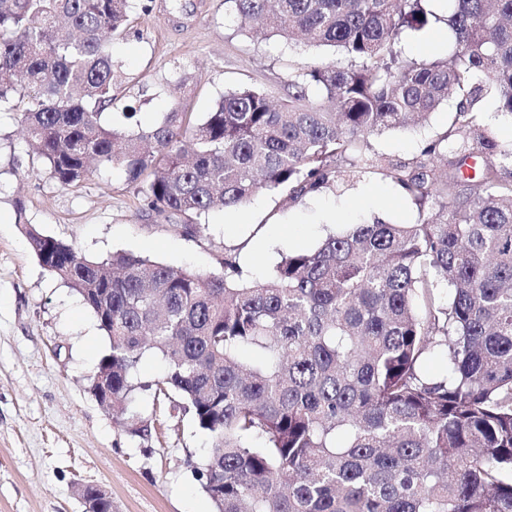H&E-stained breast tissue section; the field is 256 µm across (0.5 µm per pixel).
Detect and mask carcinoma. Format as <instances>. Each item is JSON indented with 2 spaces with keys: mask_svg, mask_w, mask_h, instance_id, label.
Wrapping results in <instances>:
<instances>
[{
  "mask_svg": "<svg viewBox=\"0 0 512 512\" xmlns=\"http://www.w3.org/2000/svg\"><path fill=\"white\" fill-rule=\"evenodd\" d=\"M429 2L224 0L240 30L344 62L296 65L277 102L241 85L201 120L183 97L144 127L109 50L130 0H0V108L62 187L120 167L143 211L189 236L259 192L296 201L372 170L419 206L412 224L342 229L254 282L231 251L202 272L26 231L109 341L93 373L112 377L105 412L124 410L145 354L164 359L159 391L212 438L197 473L214 512H512V147L495 151L478 108L512 115V0H444L454 51L408 58L402 35L439 20ZM453 96L464 104L419 160L371 151ZM476 145L487 157L466 178ZM462 181L470 194L448 198Z\"/></svg>",
  "mask_w": 512,
  "mask_h": 512,
  "instance_id": "1",
  "label": "carcinoma"
}]
</instances>
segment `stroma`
<instances>
[{
  "label": "stroma",
  "mask_w": 512,
  "mask_h": 512,
  "mask_svg": "<svg viewBox=\"0 0 512 512\" xmlns=\"http://www.w3.org/2000/svg\"><path fill=\"white\" fill-rule=\"evenodd\" d=\"M112 58L122 94L150 125L181 92L199 116L242 84L283 97L299 60L332 62L338 54L241 32L224 0H134ZM459 103L450 98L424 127L374 136L373 152L419 158ZM377 218L411 224L418 209L400 187L368 173L295 202L260 193L240 209L211 214L191 237L175 221L146 215L121 170L106 166L66 188L35 172L17 115L0 112V512H85L80 491L89 485L111 494L112 512H213L194 475L211 438L191 414L175 410L176 394L159 393L164 360L145 356L125 413H106L90 377L109 342L75 292L39 264L25 225L90 257L131 251L203 271L232 250L254 280L269 277L283 252Z\"/></svg>",
  "instance_id": "obj_1"
}]
</instances>
